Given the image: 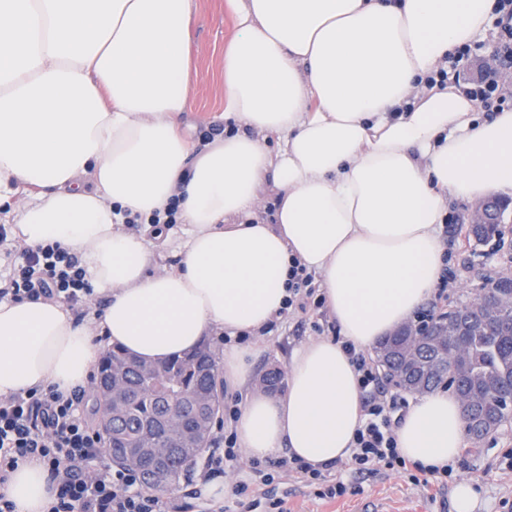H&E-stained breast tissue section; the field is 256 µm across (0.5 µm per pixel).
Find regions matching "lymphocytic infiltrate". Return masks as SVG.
<instances>
[{"label": "lymphocytic infiltrate", "instance_id": "lymphocytic-infiltrate-1", "mask_svg": "<svg viewBox=\"0 0 512 512\" xmlns=\"http://www.w3.org/2000/svg\"><path fill=\"white\" fill-rule=\"evenodd\" d=\"M494 12L499 36L494 66L486 67L478 81L469 82L464 69L474 57L466 47L449 55L446 64L425 79L430 86L450 81L463 86L476 106L491 115L512 107V94L501 80L512 69V0H497ZM92 293L77 254L56 242L35 247L14 244L5 225H0L1 302L51 299L75 309L88 306ZM324 306L314 274L292 262L285 314H317ZM343 348L363 394V421L347 461H336L331 469L316 468L297 458L265 465L243 458L235 436L229 435L224 439L223 455L209 457L196 475V483L203 485L222 477L228 467L248 471V480L239 481L233 493L250 496L256 512H287L284 499L267 492L278 469L299 473L305 482L322 486L323 497L330 499L352 493V486L340 475L346 467L363 475L383 465L407 472L414 485L444 490L454 475L453 466L425 467L406 460L397 447L394 425L407 408V399L387 389L378 364L368 353L349 342ZM102 446L103 437L89 424L80 392L67 395L49 385L0 397V485L7 482L19 462L32 458L47 469L55 488L46 512H182L177 502L143 492L137 472L100 465Z\"/></svg>", "mask_w": 512, "mask_h": 512}]
</instances>
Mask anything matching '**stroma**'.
<instances>
[{
    "instance_id": "1",
    "label": "stroma",
    "mask_w": 512,
    "mask_h": 512,
    "mask_svg": "<svg viewBox=\"0 0 512 512\" xmlns=\"http://www.w3.org/2000/svg\"><path fill=\"white\" fill-rule=\"evenodd\" d=\"M191 5L194 72L190 87L192 110L186 114L185 123L193 144L199 147L211 128L224 124V51L234 35V25L224 0H191ZM470 209V203L463 201L451 202L448 209V222L454 228L447 245L448 303L452 306L472 301L483 278L512 267V260L496 252L493 245L476 247L469 242L466 229ZM314 335L305 314L281 317L258 343L255 375H263L274 366L285 367L292 351ZM509 448L512 427H505L480 448L463 447L460 460L454 463L459 479L473 482L486 506L485 512H496L500 499H512V473L505 474L497 468L498 455ZM343 475L353 478L358 491L339 499L319 497L316 487L307 485L294 473H280L274 486L277 494L285 496L288 512H357L369 499L396 503L401 512H416L420 507L426 512H454L452 495L429 500L406 474L386 467L360 477L347 469Z\"/></svg>"
}]
</instances>
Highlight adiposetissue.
<instances>
[{
	"label": "adipose tissue",
	"instance_id": "obj_1",
	"mask_svg": "<svg viewBox=\"0 0 512 512\" xmlns=\"http://www.w3.org/2000/svg\"><path fill=\"white\" fill-rule=\"evenodd\" d=\"M224 117L236 133L194 151L191 0H0V220L22 244L81 255L105 304L93 324L53 300L0 303V396L87 385L104 344L152 363L211 335L232 386L279 318L288 264L320 277L340 340L295 350L283 395L250 391L243 453L321 467L347 459L363 420L344 343L370 350L428 301L444 267L449 199L512 194V111L478 115L462 88L426 86L490 26L495 0H225ZM271 220L255 212L264 181ZM179 198L170 229L122 227ZM407 460L442 467L465 437L439 389L394 428ZM0 493L44 512L49 475L20 462Z\"/></svg>",
	"mask_w": 512,
	"mask_h": 512
}]
</instances>
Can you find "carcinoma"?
I'll return each instance as SVG.
<instances>
[{"instance_id":"obj_1","label":"carcinoma","mask_w":512,"mask_h":512,"mask_svg":"<svg viewBox=\"0 0 512 512\" xmlns=\"http://www.w3.org/2000/svg\"><path fill=\"white\" fill-rule=\"evenodd\" d=\"M468 236L478 245L500 239L502 225H470ZM488 291L504 300L492 312L461 305L467 323L446 326L447 352L412 340L403 328L381 340L374 352L390 373L401 370L405 353L411 352L418 368L409 372L408 381L423 393L442 382L433 364L460 362L455 392L461 401L470 396L471 407L463 408L465 417L474 420L482 415L495 422L502 416V398L512 394V304L505 300L512 293V280L500 277ZM92 391L97 403L105 392L112 399L109 416L97 415L105 434L103 455L145 476L150 473L146 462L159 460L173 483L202 454L209 435L181 440L169 435L172 425L195 416L210 420L224 402L219 358L208 344L162 364L139 361L114 347L103 356Z\"/></svg>"}]
</instances>
